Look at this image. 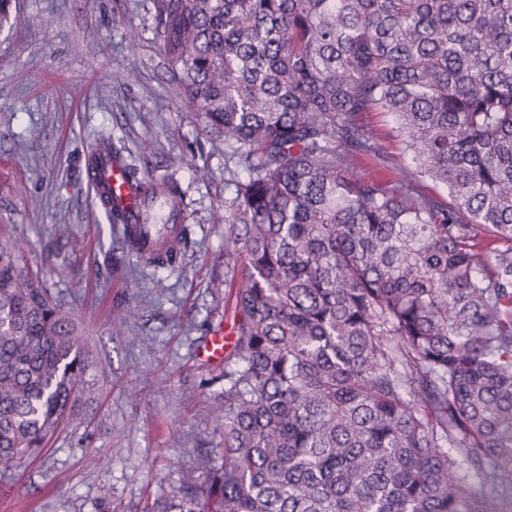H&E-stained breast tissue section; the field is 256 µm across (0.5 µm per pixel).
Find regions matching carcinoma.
Returning a JSON list of instances; mask_svg holds the SVG:
<instances>
[{
  "label": "carcinoma",
  "mask_w": 512,
  "mask_h": 512,
  "mask_svg": "<svg viewBox=\"0 0 512 512\" xmlns=\"http://www.w3.org/2000/svg\"><path fill=\"white\" fill-rule=\"evenodd\" d=\"M153 4L186 118L234 164L224 462L154 512H512V0ZM369 112L412 154L391 183L354 170L380 156ZM138 190L184 210L173 182ZM88 370L1 239V465Z\"/></svg>",
  "instance_id": "carcinoma-1"
}]
</instances>
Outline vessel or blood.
<instances>
[{
    "mask_svg": "<svg viewBox=\"0 0 512 512\" xmlns=\"http://www.w3.org/2000/svg\"><path fill=\"white\" fill-rule=\"evenodd\" d=\"M88 180L94 202L120 214L129 250L139 257L157 252L159 245L149 225L141 221V209L122 165L111 156L100 157Z\"/></svg>",
    "mask_w": 512,
    "mask_h": 512,
    "instance_id": "obj_1",
    "label": "vessel or blood"
}]
</instances>
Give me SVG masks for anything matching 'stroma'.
Segmentation results:
<instances>
[{
  "mask_svg": "<svg viewBox=\"0 0 512 512\" xmlns=\"http://www.w3.org/2000/svg\"><path fill=\"white\" fill-rule=\"evenodd\" d=\"M153 0H13L0 30V225L21 243L53 299L82 329L85 391L43 450L0 468V512H143L178 493L184 471L223 442L212 412L224 364L202 350L228 322L224 146L181 119L184 104L156 41ZM49 17V28L35 25ZM139 74L128 83L129 70ZM393 180L411 156L390 116L367 115ZM111 136L138 178L168 177L184 199L187 243L170 268L128 251L96 211L85 177L95 140ZM207 166L208 181L195 169ZM70 225L81 244L54 236ZM132 307L136 323L114 331Z\"/></svg>",
  "mask_w": 512,
  "mask_h": 512,
  "instance_id": "1",
  "label": "stroma"
}]
</instances>
